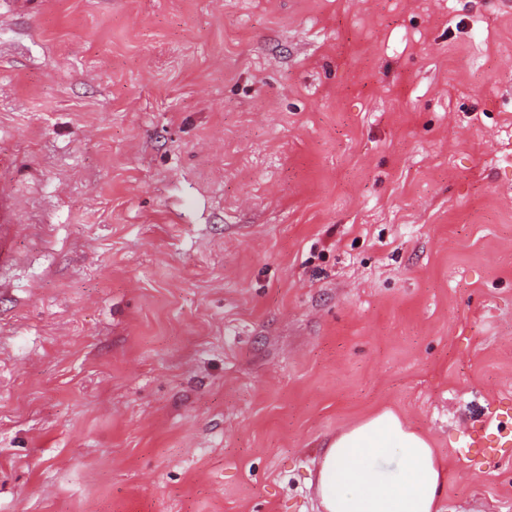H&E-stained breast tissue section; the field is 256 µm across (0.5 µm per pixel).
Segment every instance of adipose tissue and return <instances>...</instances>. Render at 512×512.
Segmentation results:
<instances>
[{
	"mask_svg": "<svg viewBox=\"0 0 512 512\" xmlns=\"http://www.w3.org/2000/svg\"><path fill=\"white\" fill-rule=\"evenodd\" d=\"M445 483L431 439L389 410L329 438L315 479L323 512H441Z\"/></svg>",
	"mask_w": 512,
	"mask_h": 512,
	"instance_id": "obj_1",
	"label": "adipose tissue"
}]
</instances>
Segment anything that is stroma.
Wrapping results in <instances>:
<instances>
[{"label":"stroma","mask_w":512,"mask_h":512,"mask_svg":"<svg viewBox=\"0 0 512 512\" xmlns=\"http://www.w3.org/2000/svg\"><path fill=\"white\" fill-rule=\"evenodd\" d=\"M0 154V512H512V0H0ZM10 196L0 187V263H10L15 258L14 239L18 232L15 214L9 204ZM445 483L431 439L389 410L329 438L315 479L324 512H442Z\"/></svg>","instance_id":"stroma-1"}]
</instances>
